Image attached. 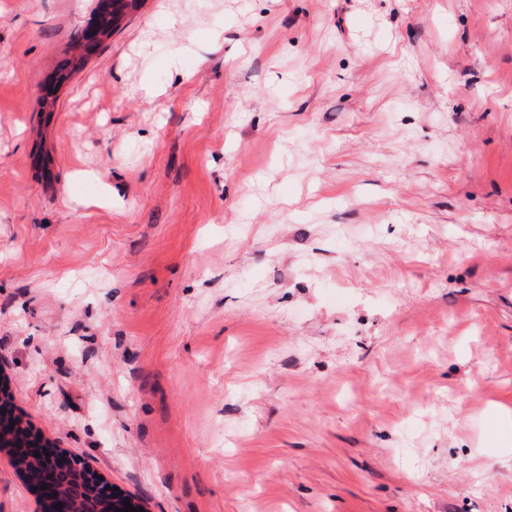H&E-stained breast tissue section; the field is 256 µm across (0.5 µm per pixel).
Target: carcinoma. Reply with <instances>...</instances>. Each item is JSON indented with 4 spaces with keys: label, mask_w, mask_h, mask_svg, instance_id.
Segmentation results:
<instances>
[{
    "label": "carcinoma",
    "mask_w": 512,
    "mask_h": 512,
    "mask_svg": "<svg viewBox=\"0 0 512 512\" xmlns=\"http://www.w3.org/2000/svg\"><path fill=\"white\" fill-rule=\"evenodd\" d=\"M143 2L144 0H96L90 19L95 31L91 33L84 28L74 36L71 46L72 54L58 62L54 77L42 88V109L54 108L57 100L56 92L61 83L71 73L80 70L100 49L103 42L119 28L122 21L140 9ZM0 415L6 420L3 435L0 436L4 443L8 444L22 436H29L28 430L21 426V419L13 414L9 400L6 399L0 403ZM11 423L14 424L12 428L9 427Z\"/></svg>",
    "instance_id": "obj_1"
}]
</instances>
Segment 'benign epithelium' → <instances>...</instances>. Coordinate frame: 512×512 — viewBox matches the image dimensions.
<instances>
[{
    "mask_svg": "<svg viewBox=\"0 0 512 512\" xmlns=\"http://www.w3.org/2000/svg\"><path fill=\"white\" fill-rule=\"evenodd\" d=\"M39 454L24 456L35 467L34 484L42 488V504L51 506V512H114L117 496L106 489L109 482L93 467L60 452L55 445L45 442ZM62 504V508L55 504Z\"/></svg>",
    "mask_w": 512,
    "mask_h": 512,
    "instance_id": "7a95c632",
    "label": "benign epithelium"
}]
</instances>
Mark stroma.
<instances>
[{
	"label": "stroma",
	"instance_id": "stroma-1",
	"mask_svg": "<svg viewBox=\"0 0 512 512\" xmlns=\"http://www.w3.org/2000/svg\"><path fill=\"white\" fill-rule=\"evenodd\" d=\"M93 8L0 0L32 434L146 512H512V0H146L41 111Z\"/></svg>",
	"mask_w": 512,
	"mask_h": 512
}]
</instances>
